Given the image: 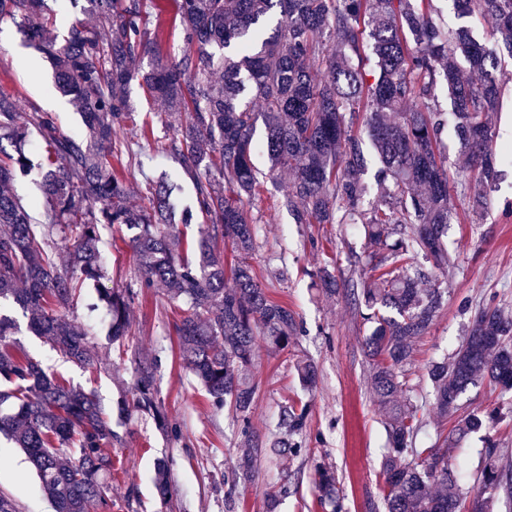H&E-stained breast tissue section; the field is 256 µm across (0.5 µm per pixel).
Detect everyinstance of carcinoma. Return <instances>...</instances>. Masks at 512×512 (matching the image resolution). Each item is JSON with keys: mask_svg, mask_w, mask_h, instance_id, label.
Wrapping results in <instances>:
<instances>
[{"mask_svg": "<svg viewBox=\"0 0 512 512\" xmlns=\"http://www.w3.org/2000/svg\"><path fill=\"white\" fill-rule=\"evenodd\" d=\"M45 0H0L8 18L46 55L55 88L71 97L85 133H62L55 116L32 107L22 114L0 92V302L18 306L33 335L80 368L98 355L88 332L69 313L87 280L103 276L99 252L103 224L136 231V285L102 294L112 320L117 358L134 370L131 390L116 403L153 419L174 439L181 431L168 418L157 388L158 357L143 354L132 336L135 287L166 288L177 320L183 367L204 387L212 408L227 409L241 426L247 454L243 478L258 458L302 449L309 425L306 404L282 407L283 432L255 439L250 431L257 337L278 350L294 343L298 323L288 304L274 300L244 262L228 268L220 245L240 255L254 249V221L244 199L260 187L252 162L265 151L289 175L280 206L297 224H359L364 246L351 254L359 280L355 305L369 324L365 355L374 395L387 414L382 464L387 512H512V471L497 462L496 443L481 449L484 466L468 502L459 494V469L448 460V437L418 445L431 407L440 422L458 411L460 395L487 382L512 393V315L497 307L475 309L461 346L427 372L432 391L423 401L405 396L413 345L426 335L447 289L424 288L432 272L452 264L443 238L457 214L449 201L448 158L442 150L446 117L432 103L443 83L453 97V132L459 145L457 174L479 216L487 191L500 176L491 147V117L504 79L493 72L501 54L512 58V0H455L458 15L478 12L493 20L498 39L474 41L465 27L444 29L433 0H177L179 21L191 49L174 63L160 58L164 30L154 0H87L94 23L76 21L63 43ZM468 68H461L457 56ZM373 73V82L366 80ZM477 73L475 83L470 74ZM174 115L165 150L195 187L194 210L176 216L178 183L158 177L142 203L130 202L114 162H138L144 145L120 131L132 121L126 89L133 81ZM264 139L255 142L256 122ZM35 131L40 150L31 147ZM378 155L379 203L366 209L365 141ZM13 152H7L3 141ZM40 177L39 237L32 204L13 192L19 178ZM224 179V187L218 180ZM206 217L199 225L198 254L180 253L176 220ZM70 250L67 262L62 248ZM315 284L336 293L334 268L314 274ZM15 322L0 313V433L33 466L54 512H112V449L123 438L112 429L97 394L66 385L41 363L12 350ZM303 386L313 390L315 367L297 362ZM499 408L457 421L458 430L493 428ZM161 503L170 504V461L155 462ZM315 485L323 504L336 505L335 472L319 466Z\"/></svg>", "mask_w": 512, "mask_h": 512, "instance_id": "cac0c4a2", "label": "carcinoma"}]
</instances>
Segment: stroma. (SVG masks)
Wrapping results in <instances>:
<instances>
[{
	"instance_id": "obj_1",
	"label": "stroma",
	"mask_w": 512,
	"mask_h": 512,
	"mask_svg": "<svg viewBox=\"0 0 512 512\" xmlns=\"http://www.w3.org/2000/svg\"><path fill=\"white\" fill-rule=\"evenodd\" d=\"M0 90L12 94L22 112L47 107L42 95L55 91L50 63L25 45L22 31L8 20L0 21ZM127 94L137 122L125 127V137L138 140L143 123L154 130L141 165L124 172L132 197L144 193L148 179L167 174L178 178L182 203L192 204L191 181L180 176L177 163L163 149L168 132L160 119V104L135 83ZM254 164L263 175V187L246 205L255 220V250L248 262L271 297L294 311L301 333L288 354L272 352L265 341H258L250 427L267 435L275 430L282 405L308 402L309 428L302 450L258 462L250 481L236 477V464L244 453L239 428L228 411L211 407L199 382L182 368L175 355V317L165 311L159 289H144L133 308L137 344L144 353L161 358L157 386L182 439L171 441L149 418L134 415L113 420V429L125 443L114 451L120 464L109 486L112 512H166L154 486V461L163 456L173 461L172 494L178 512H330L320 505L313 487L314 468L319 464L336 472L342 512H384L380 472L387 433L369 384L370 366L363 347L367 328L350 293L324 297L312 279L313 272L327 262L333 264L338 279L354 277L348 254L361 250L362 229L357 224L294 223L278 205L284 175L273 169L267 153H256ZM451 203L462 217L450 225L445 240L455 266L436 276L448 293L431 329L415 346L414 363L407 373V386L414 396L430 391L429 365L462 344L476 307L512 311V167H507L504 179L490 192L479 222H464L467 198L455 195ZM100 234L107 274L85 286L74 313L75 322L90 332L99 354L107 358L100 371L68 362L28 330L20 309L10 308L9 313L18 324L13 337L18 351L39 360L48 373L71 386L95 389L102 406L110 410L120 390L130 389L134 374L130 364L110 355L112 320L98 290L125 286L135 280L136 270L131 230L105 226ZM300 358L317 368L313 391H305L299 380L294 363ZM498 394L497 388L486 384L470 388L460 400L459 413L501 407L505 418L494 429L493 438L501 463L512 466V407L499 406ZM426 420L418 437L420 445H434L439 433H448V457L465 467L463 490H473L471 474L478 464L481 437L451 436L450 425H438L431 413ZM0 489L16 495L22 512H53L22 451L1 435Z\"/></svg>"
}]
</instances>
